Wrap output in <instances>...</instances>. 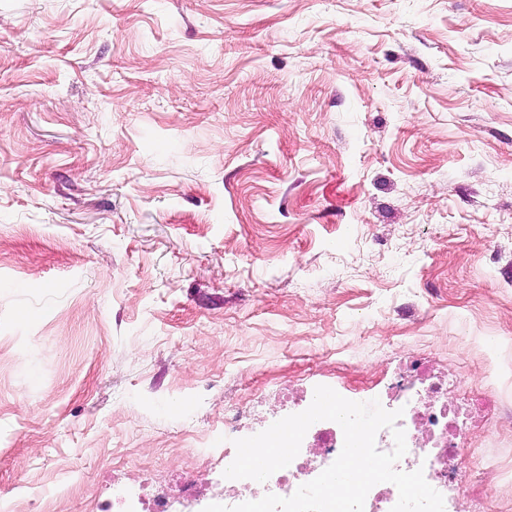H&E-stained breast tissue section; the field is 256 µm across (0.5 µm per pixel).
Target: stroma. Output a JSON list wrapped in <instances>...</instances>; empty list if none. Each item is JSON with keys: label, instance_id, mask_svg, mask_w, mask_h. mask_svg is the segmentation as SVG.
Masks as SVG:
<instances>
[{"label": "stroma", "instance_id": "1", "mask_svg": "<svg viewBox=\"0 0 512 512\" xmlns=\"http://www.w3.org/2000/svg\"><path fill=\"white\" fill-rule=\"evenodd\" d=\"M408 357L512 512V0H0V512H203L225 409Z\"/></svg>", "mask_w": 512, "mask_h": 512}]
</instances>
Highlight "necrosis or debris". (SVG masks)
Returning a JSON list of instances; mask_svg holds the SVG:
<instances>
[{"mask_svg":"<svg viewBox=\"0 0 512 512\" xmlns=\"http://www.w3.org/2000/svg\"><path fill=\"white\" fill-rule=\"evenodd\" d=\"M421 365H414L406 378L369 389L366 399L379 400L383 408L401 410L397 427L405 432L407 451L396 463L397 470H422L426 481L444 498L445 512H457L463 489L456 476L467 460L469 448L460 439L464 423L486 422L496 412L491 396L468 399L464 405H448V385L439 380H421ZM344 433L336 422L321 420L307 430L299 454L291 464L273 473L266 482L251 479L225 480V505L256 501L266 494L291 496L296 489L316 478L339 456Z\"/></svg>","mask_w":512,"mask_h":512,"instance_id":"1","label":"necrosis or debris"}]
</instances>
